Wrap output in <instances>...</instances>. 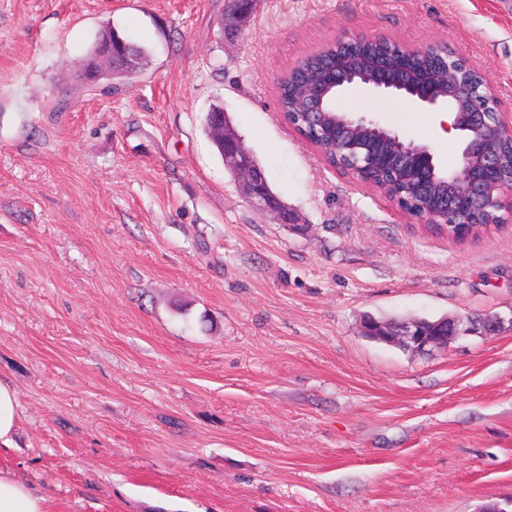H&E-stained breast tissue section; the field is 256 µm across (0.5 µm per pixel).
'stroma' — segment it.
I'll return each mask as SVG.
<instances>
[{
    "instance_id": "35a3bbf8",
    "label": "stroma",
    "mask_w": 512,
    "mask_h": 512,
    "mask_svg": "<svg viewBox=\"0 0 512 512\" xmlns=\"http://www.w3.org/2000/svg\"><path fill=\"white\" fill-rule=\"evenodd\" d=\"M0 0V471L51 512H477L512 498V213L457 242L331 166L278 110L326 44L445 43L512 113V0ZM149 51L84 88L105 26ZM223 102L298 221L256 212ZM339 107L429 146L430 109ZM502 317L415 354L363 315ZM334 49L336 48L333 42L327 44L318 53L305 58L293 66L280 80L278 84V103L281 112L285 114L287 120L289 115L290 120L294 122L291 112L297 110L299 95L301 94L305 77L316 71L325 62L329 54H335ZM290 120L288 124L293 127ZM18 398L16 390L0 380V446H13V435L18 426Z\"/></svg>"
}]
</instances>
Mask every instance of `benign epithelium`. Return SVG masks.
<instances>
[{
    "label": "benign epithelium",
    "mask_w": 512,
    "mask_h": 512,
    "mask_svg": "<svg viewBox=\"0 0 512 512\" xmlns=\"http://www.w3.org/2000/svg\"><path fill=\"white\" fill-rule=\"evenodd\" d=\"M117 61L123 62L127 69L133 66L128 52L120 43L110 41L104 44L98 59L87 68L85 80L96 83L98 70L104 66L112 67ZM462 64L480 72L477 65L453 49H448V63L437 72L433 85L428 86L414 73L392 63L387 57L376 59L369 75L338 61L336 76L311 87L303 99L301 111L310 121L314 113L325 112V105L331 104L336 96L352 87H363L436 109L445 108L447 101H453L456 104L453 127L457 130L462 127L467 129L470 137L462 147L459 167L448 171L447 223L457 224L471 215H484L486 222L492 224L495 213L507 207L512 209V176L507 178L503 175L501 155L485 132L489 128L502 129L512 139V120L505 121L499 110L498 98L484 77H479L477 85L464 80L460 68ZM391 138L394 148L401 155L415 160L421 168L420 187L426 191L439 189L435 181V171L439 166L431 148L407 141L397 133L391 134ZM224 164L238 174L240 185L254 210L272 214L282 224L292 223L288 208L280 205L277 197L270 192L266 177L251 152L236 136L227 133L224 134ZM366 167V160L356 156L350 160L348 173L357 181L368 184L370 178L366 174ZM501 322V317L496 314H487L475 321L443 317L433 323H384L367 316L361 323V331L371 339L427 354L447 346L452 339L475 331L492 336L499 331Z\"/></svg>",
    "instance_id": "obj_1"
}]
</instances>
